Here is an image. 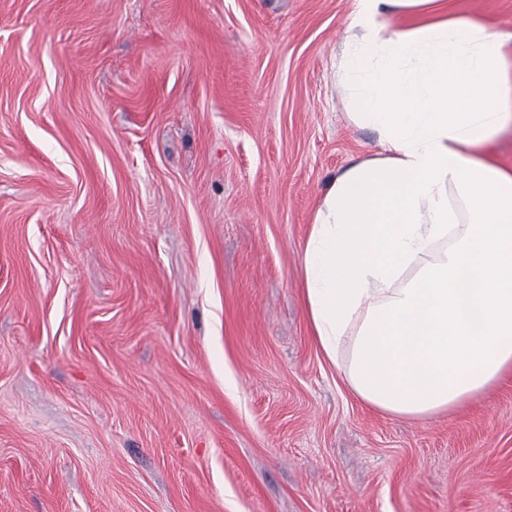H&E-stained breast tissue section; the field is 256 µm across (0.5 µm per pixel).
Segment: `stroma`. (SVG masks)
I'll return each mask as SVG.
<instances>
[{
  "instance_id": "obj_1",
  "label": "stroma",
  "mask_w": 512,
  "mask_h": 512,
  "mask_svg": "<svg viewBox=\"0 0 512 512\" xmlns=\"http://www.w3.org/2000/svg\"><path fill=\"white\" fill-rule=\"evenodd\" d=\"M351 11L0 0V512H512V371L390 416L310 326Z\"/></svg>"
}]
</instances>
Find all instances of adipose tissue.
I'll list each match as a JSON object with an SVG mask.
<instances>
[{
	"instance_id": "ef3b65f1",
	"label": "adipose tissue",
	"mask_w": 512,
	"mask_h": 512,
	"mask_svg": "<svg viewBox=\"0 0 512 512\" xmlns=\"http://www.w3.org/2000/svg\"><path fill=\"white\" fill-rule=\"evenodd\" d=\"M351 118L379 153L331 180L303 254L319 345L365 405L426 417L512 368V35L441 0H353L336 55ZM483 155L491 163L512 167V134L487 143L483 148Z\"/></svg>"
}]
</instances>
